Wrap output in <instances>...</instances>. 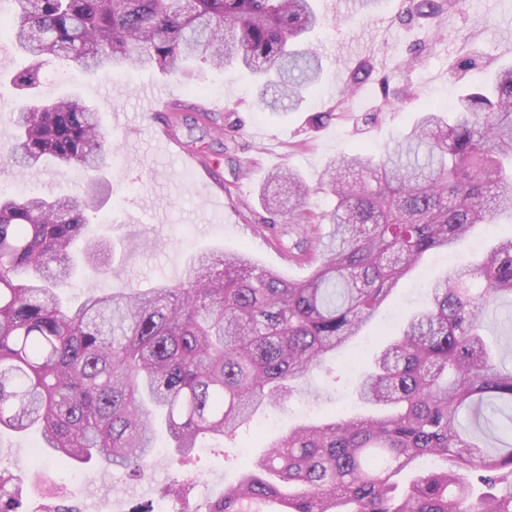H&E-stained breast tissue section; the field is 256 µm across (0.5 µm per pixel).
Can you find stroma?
Segmentation results:
<instances>
[{
	"label": "stroma",
	"instance_id": "35a3bbf8",
	"mask_svg": "<svg viewBox=\"0 0 512 512\" xmlns=\"http://www.w3.org/2000/svg\"><path fill=\"white\" fill-rule=\"evenodd\" d=\"M324 20L313 40L324 67L318 91L305 97L299 111L274 116L257 102L248 72L207 65L190 66L175 77L148 70L90 75L69 68L47 69L44 96L79 91L100 109L101 123L119 150L112 165V196L91 212L90 233L111 243L121 275L110 278L87 270L78 273L71 296L116 291L127 285L148 288L176 282L189 271L197 252L246 251L250 258L287 279L308 275L295 255L306 246L301 226L267 224L258 194L270 171L291 168L314 187L309 210L320 213L336 199L317 190L328 162L343 153L384 152L419 113L438 104L451 107L466 88L482 84L500 65L512 62V0H469L467 11H448L429 20L400 21L403 0H379L368 15L353 0H315ZM421 64L402 71L399 84L415 97L387 102L380 84L414 49ZM480 61L467 70L470 57ZM370 61L373 76L336 110L337 90L347 68ZM21 63L11 48L0 50V149L19 106L8 79ZM211 115L202 122L200 111ZM332 118L313 128L308 118L321 111ZM169 128L179 145L176 156L157 153L154 129ZM89 178L86 170L49 163L30 171L0 164V187L20 185L34 192L72 195ZM453 257L427 255L399 284L380 315L369 323L339 358L335 375L312 371L303 390L269 411L263 430L242 435L233 448H207L186 460L170 449L154 452L142 477L101 471L90 465H62L42 458L35 435L0 433V471L13 475L24 512L50 499L106 501L110 512H137L163 502L171 512H208L224 492L243 454H262L288 428L318 423L334 414L365 411L356 395L358 367L384 344L390 327L424 304V286L449 271Z\"/></svg>",
	"mask_w": 512,
	"mask_h": 512
}]
</instances>
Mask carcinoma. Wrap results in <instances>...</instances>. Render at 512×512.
I'll use <instances>...</instances> for the list:
<instances>
[{
	"label": "carcinoma",
	"instance_id": "obj_1",
	"mask_svg": "<svg viewBox=\"0 0 512 512\" xmlns=\"http://www.w3.org/2000/svg\"><path fill=\"white\" fill-rule=\"evenodd\" d=\"M5 41L24 59L11 82L20 106L3 162L52 158L100 173L75 195L0 192V430H36L62 464L99 460L141 473L165 427L182 457L235 438L360 335L425 254L461 245L512 210V66L431 107L383 154L330 161L333 209L304 207L308 187L275 172L261 194L267 223L329 224L309 275L287 280L243 252L194 256L186 277L152 288L62 289L83 267L118 277L106 245L86 238L87 213L112 184L116 149L97 106L40 94L58 61L89 73L176 75L232 65L276 114L322 83L307 45L323 26L314 0H11ZM468 0H405L431 19ZM343 79L338 112L371 76ZM332 111V112H334ZM332 112L310 118L319 128ZM512 299V238L460 262L429 288L428 305L361 372L370 417L298 425L239 465L209 512H512V369L484 333ZM424 457L431 470L401 483Z\"/></svg>",
	"mask_w": 512,
	"mask_h": 512
}]
</instances>
